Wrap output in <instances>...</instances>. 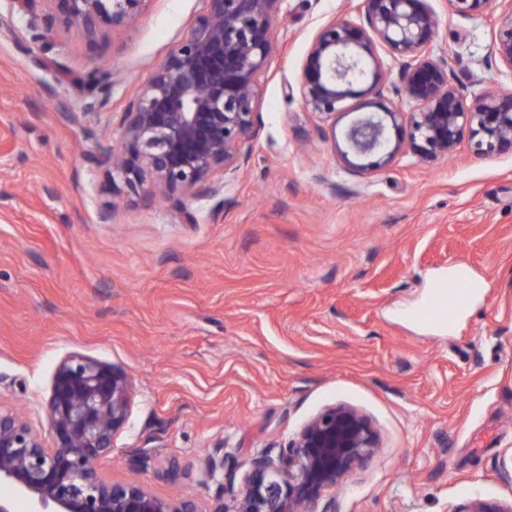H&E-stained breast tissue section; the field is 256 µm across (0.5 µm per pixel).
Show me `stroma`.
<instances>
[{"label":"stroma","instance_id":"stroma-1","mask_svg":"<svg viewBox=\"0 0 512 512\" xmlns=\"http://www.w3.org/2000/svg\"><path fill=\"white\" fill-rule=\"evenodd\" d=\"M430 5L449 83L467 98L512 89L488 13ZM207 12L147 0L133 25L89 35L62 0H0V405L51 444L43 404L76 352L134 381L113 482L207 504L200 466L217 443L243 474L346 403L382 446L337 512L512 499L497 477L512 455V153L464 140L429 166L402 153L343 169L298 82L320 26L364 17L355 0H283L246 160L197 197L151 201L92 156ZM93 66L113 82L89 110ZM455 276L478 290L445 321L428 303Z\"/></svg>","mask_w":512,"mask_h":512}]
</instances>
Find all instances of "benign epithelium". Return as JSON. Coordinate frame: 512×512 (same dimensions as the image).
<instances>
[{"label": "benign epithelium", "mask_w": 512, "mask_h": 512, "mask_svg": "<svg viewBox=\"0 0 512 512\" xmlns=\"http://www.w3.org/2000/svg\"><path fill=\"white\" fill-rule=\"evenodd\" d=\"M499 2L491 53L512 70V0H448L459 15ZM71 23L93 33L135 22L147 0H63ZM208 14L155 71L124 112L119 138L98 148L112 176L149 196L195 197L213 174L236 166L252 137L256 78L274 49L282 0H207ZM366 25L341 15L321 26L308 47L298 91L305 111L327 118L352 114L337 162L366 174L407 150L430 164L455 151L463 134L473 152H512V91L489 90L463 100L448 73L430 58L437 17L428 0H360ZM400 63L409 109L382 103L391 77L378 57ZM84 84L106 90L95 68ZM132 376L123 368L71 353L58 364L45 404L53 445L47 448L25 416L0 406V512H336V490L380 448L373 422L343 403L309 419L273 452L252 458L237 477L235 461L217 445L203 461L215 485L207 510L193 499L158 497L136 482L115 483L102 462L131 412ZM450 512H512L509 503L470 499Z\"/></svg>", "instance_id": "obj_1"}]
</instances>
